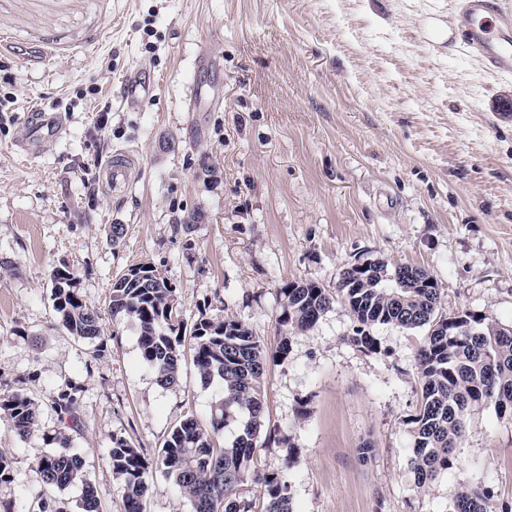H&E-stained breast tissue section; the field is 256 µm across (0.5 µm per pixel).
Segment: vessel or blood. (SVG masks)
Returning a JSON list of instances; mask_svg holds the SVG:
<instances>
[{"label": "vessel or blood", "mask_w": 512, "mask_h": 512, "mask_svg": "<svg viewBox=\"0 0 512 512\" xmlns=\"http://www.w3.org/2000/svg\"><path fill=\"white\" fill-rule=\"evenodd\" d=\"M452 39L475 56L491 74L512 76V0H458L451 28ZM149 83L139 74L126 77L122 101L127 107L142 104ZM134 159L115 152L105 164L102 178L113 191H124Z\"/></svg>", "instance_id": "b4317fda"}]
</instances>
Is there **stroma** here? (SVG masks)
I'll return each instance as SVG.
<instances>
[{"label":"stroma","instance_id":"35a3bbf8","mask_svg":"<svg viewBox=\"0 0 512 512\" xmlns=\"http://www.w3.org/2000/svg\"><path fill=\"white\" fill-rule=\"evenodd\" d=\"M453 14L454 0H0L12 40L0 50V397L44 407L24 438L0 419V501L29 512L48 438L64 431L102 512H123L113 436L154 455L185 416L209 421L217 388L191 359L162 387L136 327L112 320L130 267L172 284L185 327L235 319L271 351L284 284L332 292L374 260L426 269L448 313L512 326V79L449 44ZM135 71L154 91L129 110ZM36 114L63 129L28 154ZM119 150L134 164L114 195L98 175ZM63 266L100 314L103 346L60 324ZM354 326L335 301L266 366L254 462L286 477L295 512H448L461 485L512 499V419L490 405L466 420L462 467L414 490L427 330L375 325L368 353ZM63 387L74 430L48 406Z\"/></svg>","mask_w":512,"mask_h":512}]
</instances>
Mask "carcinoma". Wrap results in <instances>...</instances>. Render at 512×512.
<instances>
[{"instance_id":"obj_1","label":"carcinoma","mask_w":512,"mask_h":512,"mask_svg":"<svg viewBox=\"0 0 512 512\" xmlns=\"http://www.w3.org/2000/svg\"><path fill=\"white\" fill-rule=\"evenodd\" d=\"M368 272L365 277L357 268L343 271L334 295L315 282L284 284L278 318L284 336L272 354L237 320L196 321L191 332L192 363L204 384L219 388L212 418L207 425L195 418L181 421L154 458L127 439L112 437L110 459L112 471L123 482L124 512H144L150 477L157 470L188 497L194 512H294L286 478L261 473L254 466V437L264 419L266 362L269 357L287 359L289 334L313 326L337 297L356 322L350 341L363 351L377 350L369 332L373 325L428 327L416 354L421 405L409 420L415 488L422 490L440 472L462 466L457 448L471 411L492 403L498 415L512 417V327L481 317L469 329L450 336V314L443 308L441 289L413 287L417 279L430 277L427 271L376 261ZM52 283L53 308L62 325L81 339L100 338L99 314L81 299L74 273L57 269ZM110 312L112 318L136 326L141 358L153 369L157 382L166 387L177 384L185 337L170 283L149 265L133 266L113 283ZM50 407L60 419L78 426L70 392L60 390ZM41 414V405L24 394L0 398V417L22 438L39 426ZM231 422L240 423L239 434L221 447L216 436ZM49 441L62 444L64 450L41 459L39 482L50 490L79 483V512H100L99 493L85 478L83 458L65 450L69 438L55 435ZM253 486L260 488V507L251 496ZM31 507L32 512H65L47 496L38 497ZM449 512H512V503L498 502L489 487L462 485L451 493Z\"/></svg>"}]
</instances>
